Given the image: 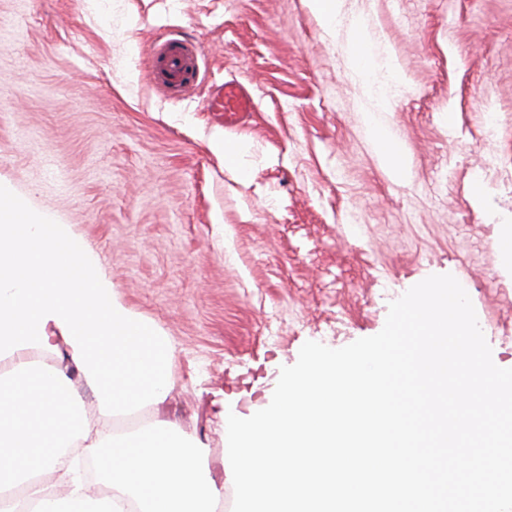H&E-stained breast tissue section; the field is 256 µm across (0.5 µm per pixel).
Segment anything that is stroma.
I'll return each instance as SVG.
<instances>
[{"mask_svg":"<svg viewBox=\"0 0 512 512\" xmlns=\"http://www.w3.org/2000/svg\"><path fill=\"white\" fill-rule=\"evenodd\" d=\"M403 82L381 124L412 178L391 180L362 114L379 96L349 55L353 22ZM203 48L202 82L150 81L154 42ZM254 95L227 129L210 86ZM241 145L228 168L221 138ZM0 184L72 225L117 300L170 340L169 417L222 468L229 415L270 404L301 346L379 333L431 275L466 285L492 358L512 368V0H0Z\"/></svg>","mask_w":512,"mask_h":512,"instance_id":"obj_1","label":"stroma"}]
</instances>
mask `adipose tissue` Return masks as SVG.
<instances>
[{
  "label": "adipose tissue",
  "mask_w": 512,
  "mask_h": 512,
  "mask_svg": "<svg viewBox=\"0 0 512 512\" xmlns=\"http://www.w3.org/2000/svg\"><path fill=\"white\" fill-rule=\"evenodd\" d=\"M351 59L362 79L386 68L360 25ZM366 128L393 176L411 171L397 134ZM66 348L69 362L52 357ZM173 346L119 303L96 255L71 225L34 214L0 188V512H216L224 497L204 444L177 422L153 419L115 433L113 420L160 410L172 380ZM98 462L104 487L83 482L74 450Z\"/></svg>",
  "instance_id": "obj_1"
}]
</instances>
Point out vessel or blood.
Masks as SVG:
<instances>
[{
    "mask_svg": "<svg viewBox=\"0 0 512 512\" xmlns=\"http://www.w3.org/2000/svg\"><path fill=\"white\" fill-rule=\"evenodd\" d=\"M156 50L160 64L155 71V80L167 93H188L196 85L200 73L197 46L173 34L158 43ZM254 105L252 93L237 81L224 82L209 93L210 112L227 128L246 124Z\"/></svg>",
    "mask_w": 512,
    "mask_h": 512,
    "instance_id": "1",
    "label": "vessel or blood"
}]
</instances>
